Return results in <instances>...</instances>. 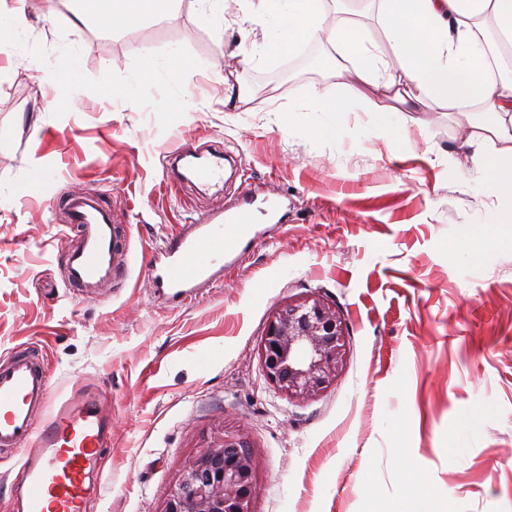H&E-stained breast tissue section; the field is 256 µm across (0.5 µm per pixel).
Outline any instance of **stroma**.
Segmentation results:
<instances>
[{"mask_svg":"<svg viewBox=\"0 0 512 512\" xmlns=\"http://www.w3.org/2000/svg\"><path fill=\"white\" fill-rule=\"evenodd\" d=\"M384 51L375 0H337ZM230 0L214 24L191 0L103 33L89 0H30L27 37L0 35V364L38 356L53 395L105 398L111 420L92 512H164L184 466L240 434L258 467L252 512H512V198L482 189L483 158L457 113L431 104L339 111L330 45L268 54ZM179 49L190 105L143 81L141 60ZM334 131L308 125L311 95ZM234 153L244 182L170 190L184 144ZM274 196L275 221L235 271L175 307L154 294L150 252L188 210ZM99 191L131 240L129 277L67 288L73 234L54 200ZM318 292L347 327L343 365L314 400L267 379L269 315ZM29 445L0 447V512H14Z\"/></svg>","mask_w":512,"mask_h":512,"instance_id":"35a3bbf8","label":"stroma"}]
</instances>
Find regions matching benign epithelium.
<instances>
[{
    "instance_id": "7a95c632",
    "label": "benign epithelium",
    "mask_w": 512,
    "mask_h": 512,
    "mask_svg": "<svg viewBox=\"0 0 512 512\" xmlns=\"http://www.w3.org/2000/svg\"><path fill=\"white\" fill-rule=\"evenodd\" d=\"M345 328L316 292L280 305L261 344L267 378L299 403L321 395L342 366ZM257 461L242 435L211 441L186 464L164 512H251Z\"/></svg>"
}]
</instances>
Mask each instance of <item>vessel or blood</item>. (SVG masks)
Here are the masks:
<instances>
[{"label":"vessel or blood","instance_id":"b4317fda","mask_svg":"<svg viewBox=\"0 0 512 512\" xmlns=\"http://www.w3.org/2000/svg\"><path fill=\"white\" fill-rule=\"evenodd\" d=\"M197 157L195 149L183 146L172 151L171 163L183 166L198 182L222 177L223 150L211 152L203 165ZM62 206L76 234L65 264L67 284L88 291L128 274L130 242L103 198L72 192ZM257 221L251 208L240 205L194 212L178 233L152 251L149 276L155 288L175 304H185L217 276L236 268L238 249L257 237ZM49 398L47 377L36 357L16 355L0 366V447L34 444L18 471V509L87 512V481L97 467L107 428L103 403L74 396L47 420L37 421V411L47 407Z\"/></svg>","mask_w":512,"mask_h":512}]
</instances>
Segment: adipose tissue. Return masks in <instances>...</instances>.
Listing matches in <instances>:
<instances>
[{"instance_id":"adipose-tissue-1","label":"adipose tissue","mask_w":512,"mask_h":512,"mask_svg":"<svg viewBox=\"0 0 512 512\" xmlns=\"http://www.w3.org/2000/svg\"><path fill=\"white\" fill-rule=\"evenodd\" d=\"M324 0H257L247 22H260L269 48L284 51L306 40L328 42L333 52L324 67L343 68L354 61V86L381 83L392 87L405 111L417 112L427 101L451 112L467 100L481 102L482 120L468 121L466 142L499 141L496 159L483 173V185L512 198V74L491 75L481 22L493 17L503 35H512V0H379V12L393 53L403 62L392 76L380 49L367 43L359 24L330 21Z\"/></svg>"}]
</instances>
